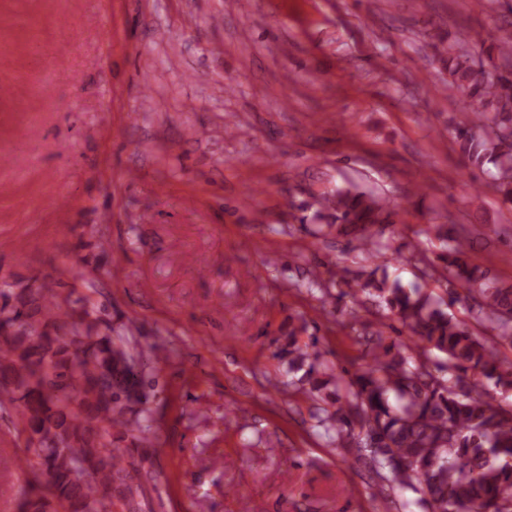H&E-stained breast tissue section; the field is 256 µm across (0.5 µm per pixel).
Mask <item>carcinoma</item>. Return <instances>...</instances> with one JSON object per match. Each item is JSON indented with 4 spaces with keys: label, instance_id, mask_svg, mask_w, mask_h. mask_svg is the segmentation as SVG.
<instances>
[{
    "label": "carcinoma",
    "instance_id": "obj_1",
    "mask_svg": "<svg viewBox=\"0 0 512 512\" xmlns=\"http://www.w3.org/2000/svg\"><path fill=\"white\" fill-rule=\"evenodd\" d=\"M488 59L512 57V37L481 41ZM448 83L463 97L482 134L458 129L457 143L470 164H491L497 191L512 197V70L489 68L450 45L438 50ZM312 220L336 229L351 250L374 261L389 249L384 229L399 212L387 197L337 188L316 201ZM443 246L438 260L451 287L444 295L406 288L378 268L341 269L337 287L351 302L375 300L408 335L441 354L431 360L380 329L362 324L366 366L332 375L316 349L302 342L300 323L288 330L289 370L314 398L331 400L319 425L349 448L354 461L417 495L426 512H512V410L479 391L512 389V364L497 346L512 347V283L492 280L470 261L464 226L432 224ZM475 302V317L498 330L497 343L477 336L448 313L461 298ZM70 295L46 284L0 288V410L14 408L26 434L22 462L30 470L18 512H112L115 503L136 508L150 477L146 457L112 447V430L136 426L139 447L152 442L149 427L128 417L145 400L142 353L114 345L99 331L100 318L83 305L67 321ZM455 370V379L442 372Z\"/></svg>",
    "mask_w": 512,
    "mask_h": 512
}]
</instances>
